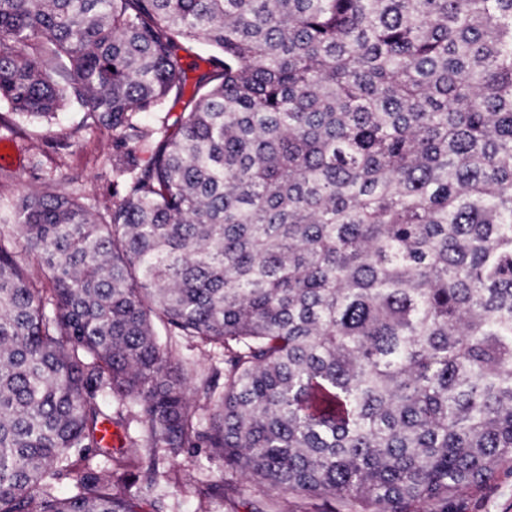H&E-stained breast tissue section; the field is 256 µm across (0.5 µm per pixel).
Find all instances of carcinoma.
Here are the masks:
<instances>
[{"label": "carcinoma", "mask_w": 512, "mask_h": 512, "mask_svg": "<svg viewBox=\"0 0 512 512\" xmlns=\"http://www.w3.org/2000/svg\"><path fill=\"white\" fill-rule=\"evenodd\" d=\"M0 103L149 153L105 212L30 193L0 236V512H138L141 448L273 512L512 475V0H0ZM75 455L111 464L62 496ZM214 54L211 50H209L205 46H195L192 50V53L188 54L184 51H179V55L182 57V61L184 63L187 76L189 79V86L187 89V96L190 93L191 85L195 82L196 78L203 72H206L210 69V67L202 62L199 59V56L201 57H209L210 55ZM195 64H198L199 67L195 68ZM185 102L186 98L177 102H174V99L171 98L163 112H157L155 114L151 120L150 126L154 132H156L155 136L157 138L163 135L165 129L174 123L175 119L180 115L181 112L189 111V109L185 111ZM175 349H176V355L179 359H185V358H194L197 361V370L199 374L207 375L211 373L212 367L215 365L219 367L222 371H224V364H220L221 362V355L219 351H211L206 353H201L199 350H189L190 348L180 340L173 343Z\"/></svg>", "instance_id": "obj_1"}]
</instances>
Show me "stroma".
<instances>
[{
    "label": "stroma",
    "instance_id": "35a3bbf8",
    "mask_svg": "<svg viewBox=\"0 0 512 512\" xmlns=\"http://www.w3.org/2000/svg\"><path fill=\"white\" fill-rule=\"evenodd\" d=\"M12 152L0 164V210L9 211L25 194L52 187L79 198L91 211L120 201L125 175L112 166L116 150L112 135L82 124L77 110L65 111L58 124L49 126L8 112L0 105V142ZM163 476L156 485L137 484L140 512H153L161 500L164 512H268L269 500L257 487L236 479L234 489L201 502L200 492L219 480L220 471L206 449L171 460L160 457Z\"/></svg>",
    "mask_w": 512,
    "mask_h": 512
}]
</instances>
